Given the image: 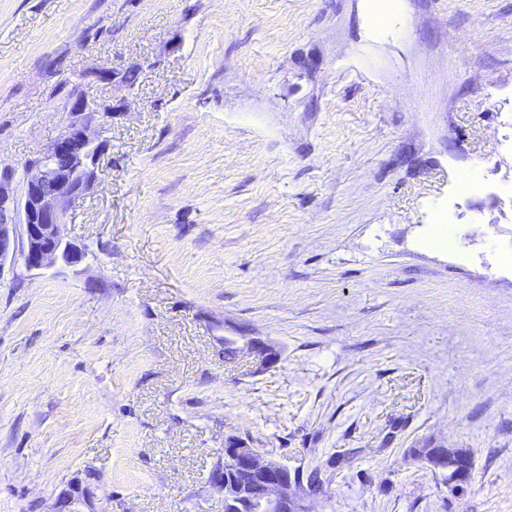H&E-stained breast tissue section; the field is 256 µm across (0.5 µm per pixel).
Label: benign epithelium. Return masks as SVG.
Wrapping results in <instances>:
<instances>
[{"mask_svg": "<svg viewBox=\"0 0 512 512\" xmlns=\"http://www.w3.org/2000/svg\"><path fill=\"white\" fill-rule=\"evenodd\" d=\"M67 133L26 163L27 178L21 191L13 187L14 170L0 167V271L21 252L26 267L35 272L58 263L78 265L85 253L66 240L62 217L68 208L94 185L97 170L108 150L103 139L112 109L82 96H70ZM243 348L259 367L274 366L279 352L260 338H250ZM224 462L212 479L220 484L224 512H256L267 505L271 512H308L307 491L288 476V467L237 437L224 442ZM432 469H451L469 479V458L426 461Z\"/></svg>", "mask_w": 512, "mask_h": 512, "instance_id": "obj_1", "label": "benign epithelium"}]
</instances>
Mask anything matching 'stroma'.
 I'll return each mask as SVG.
<instances>
[{"mask_svg": "<svg viewBox=\"0 0 512 512\" xmlns=\"http://www.w3.org/2000/svg\"><path fill=\"white\" fill-rule=\"evenodd\" d=\"M368 7L0 0L16 180L69 93L113 107L63 216L84 262L0 271V512H223L230 433L325 471L311 512H512V0ZM428 443L469 450L465 492ZM243 348L260 367L274 366L279 361V352L270 343L260 338H250L243 343Z\"/></svg>", "mask_w": 512, "mask_h": 512, "instance_id": "1", "label": "stroma"}]
</instances>
